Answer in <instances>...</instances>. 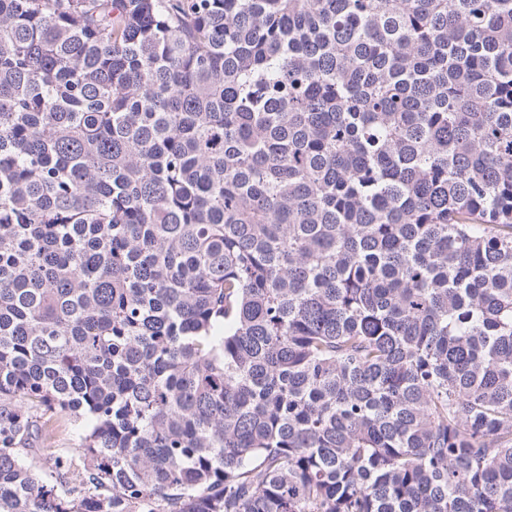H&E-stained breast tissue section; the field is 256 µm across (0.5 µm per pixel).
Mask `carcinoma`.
Wrapping results in <instances>:
<instances>
[{"label":"carcinoma","instance_id":"obj_1","mask_svg":"<svg viewBox=\"0 0 512 512\" xmlns=\"http://www.w3.org/2000/svg\"><path fill=\"white\" fill-rule=\"evenodd\" d=\"M0 512H512V0H0ZM55 435L53 439L43 444H40V450L36 455L29 456L28 462L42 477L46 478L43 471V463L50 457L68 450L76 453L79 447L80 433L82 425L74 422L70 417L62 416L58 418L55 423Z\"/></svg>","mask_w":512,"mask_h":512}]
</instances>
